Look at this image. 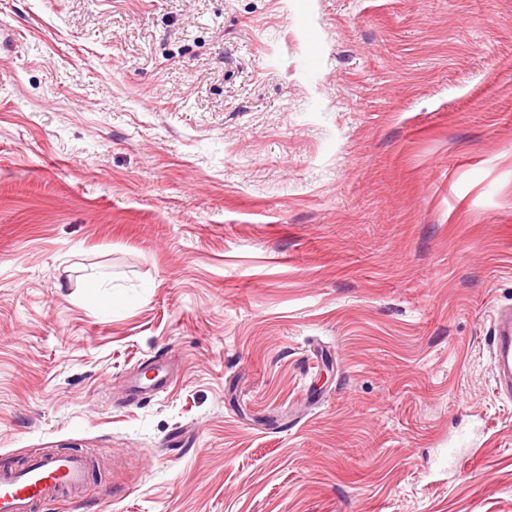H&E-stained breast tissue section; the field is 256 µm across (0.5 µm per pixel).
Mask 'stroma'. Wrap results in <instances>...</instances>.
<instances>
[{"mask_svg": "<svg viewBox=\"0 0 512 512\" xmlns=\"http://www.w3.org/2000/svg\"><path fill=\"white\" fill-rule=\"evenodd\" d=\"M501 305L512 0H0V467L95 456L78 512H512ZM491 359L497 391L512 397V309H500L491 317Z\"/></svg>", "mask_w": 512, "mask_h": 512, "instance_id": "35a3bbf8", "label": "stroma"}]
</instances>
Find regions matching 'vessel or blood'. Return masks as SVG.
Wrapping results in <instances>:
<instances>
[{
	"mask_svg": "<svg viewBox=\"0 0 512 512\" xmlns=\"http://www.w3.org/2000/svg\"><path fill=\"white\" fill-rule=\"evenodd\" d=\"M491 359L496 389L512 397V309H500L491 317ZM89 474L87 460L78 454L40 452L17 468L0 469V512H33L82 490Z\"/></svg>",
	"mask_w": 512,
	"mask_h": 512,
	"instance_id": "b4317fda",
	"label": "vessel or blood"
}]
</instances>
